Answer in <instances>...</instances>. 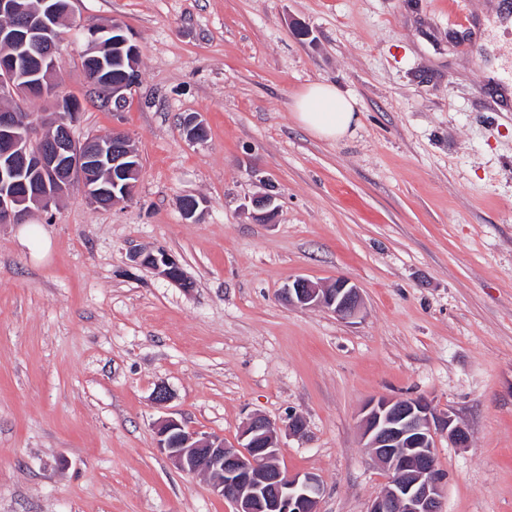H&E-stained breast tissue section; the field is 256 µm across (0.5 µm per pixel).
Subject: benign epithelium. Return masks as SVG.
<instances>
[{"instance_id":"1","label":"benign epithelium","mask_w":512,"mask_h":512,"mask_svg":"<svg viewBox=\"0 0 512 512\" xmlns=\"http://www.w3.org/2000/svg\"><path fill=\"white\" fill-rule=\"evenodd\" d=\"M24 0H0V17L23 18ZM47 18L24 22L5 40L16 53L0 57V98H15L46 92L45 70L56 67L57 39L54 25L75 18L71 4H51ZM126 84L108 86L109 104L118 115L126 108ZM79 112L68 105L66 117L55 134L44 139L19 113L0 111V224H23L36 210H47L71 188H80L85 200L106 207L116 200L117 190L129 197L139 177V155L126 132L113 128L106 139L75 141L73 126ZM191 140L206 136L204 123L196 115L185 119ZM111 171L110 181L100 180V171ZM138 265L167 280L187 286L178 262L167 252H140ZM284 299L300 307H322L341 319L353 317L361 295L346 279L323 288L297 278L283 289ZM363 447L393 472V478L372 501L368 512H440L443 479L437 472L434 448L439 434L464 445L469 436L449 414L439 415L423 397L380 398L370 402L362 418ZM304 420L294 416L283 426L254 414L244 424L237 441L228 443L216 434H203L167 418L157 428L159 448L186 474L206 472L213 491L233 503L235 512H319L322 485L312 473L290 474L280 466L281 432L296 435Z\"/></svg>"}]
</instances>
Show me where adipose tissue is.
<instances>
[{"label":"adipose tissue","mask_w":512,"mask_h":512,"mask_svg":"<svg viewBox=\"0 0 512 512\" xmlns=\"http://www.w3.org/2000/svg\"><path fill=\"white\" fill-rule=\"evenodd\" d=\"M296 117L315 136L335 141L359 123L355 99L323 82L308 86L298 97Z\"/></svg>","instance_id":"1"}]
</instances>
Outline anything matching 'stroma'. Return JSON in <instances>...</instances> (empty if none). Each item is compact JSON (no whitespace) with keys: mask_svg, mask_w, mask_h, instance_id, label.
<instances>
[{"mask_svg":"<svg viewBox=\"0 0 512 512\" xmlns=\"http://www.w3.org/2000/svg\"><path fill=\"white\" fill-rule=\"evenodd\" d=\"M503 5L467 0L460 27L451 0H75L131 30L140 81L112 116L84 41L63 45L74 138L121 125L142 173L111 207L75 190L0 225V512H233L156 424L233 442L250 415L294 413L282 468L319 478V512H367L392 474L361 410L410 396L470 434L436 438L442 512H512V105L487 73L512 55V27H487ZM317 82L357 102L342 140L296 118ZM268 189L264 220L249 200ZM157 249L187 287L135 266ZM298 277L348 279L359 313L288 304Z\"/></svg>","mask_w":512,"mask_h":512,"instance_id":"obj_1","label":"stroma"}]
</instances>
